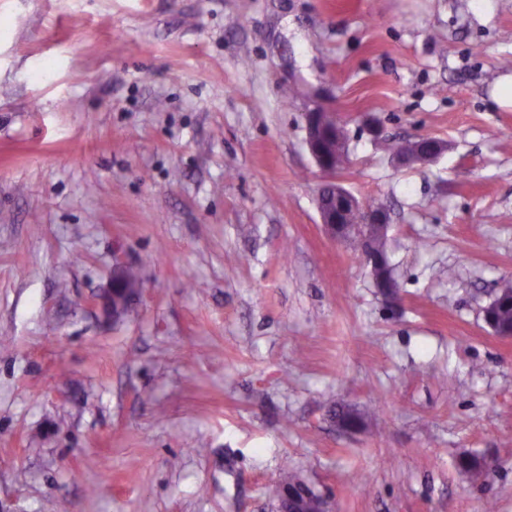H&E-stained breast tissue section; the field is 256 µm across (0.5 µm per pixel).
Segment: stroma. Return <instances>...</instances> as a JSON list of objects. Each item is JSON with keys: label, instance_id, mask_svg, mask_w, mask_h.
<instances>
[{"label": "stroma", "instance_id": "1", "mask_svg": "<svg viewBox=\"0 0 512 512\" xmlns=\"http://www.w3.org/2000/svg\"><path fill=\"white\" fill-rule=\"evenodd\" d=\"M489 3L0 0V512H273L285 466L333 512H512ZM318 102L347 120L340 183L390 214L398 298L320 222ZM419 134L447 151L398 167ZM118 253L143 284L110 319Z\"/></svg>", "mask_w": 512, "mask_h": 512}]
</instances>
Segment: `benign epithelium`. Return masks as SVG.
<instances>
[{"label": "benign epithelium", "instance_id": "benign-epithelium-1", "mask_svg": "<svg viewBox=\"0 0 512 512\" xmlns=\"http://www.w3.org/2000/svg\"><path fill=\"white\" fill-rule=\"evenodd\" d=\"M304 119L306 145L321 174L317 203L320 221L327 234L333 240L344 243L353 235L366 241L387 235L388 213L380 207L367 206L338 182V173L348 163V153L331 155L327 151V143L336 138V130L343 124L339 114L329 105L318 104L304 114ZM446 149V143L439 139L417 135L400 143L399 150L393 152V156L403 165L425 164L435 161ZM309 490L310 486L302 479L293 486L283 488L281 499L297 504L293 512H331L329 501L324 496L317 497L314 508H309L305 501Z\"/></svg>", "mask_w": 512, "mask_h": 512}]
</instances>
